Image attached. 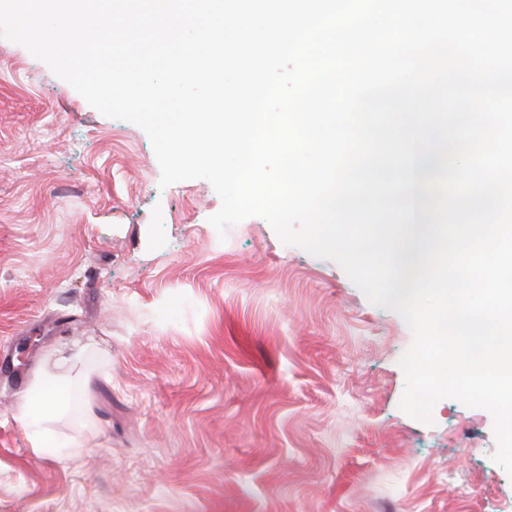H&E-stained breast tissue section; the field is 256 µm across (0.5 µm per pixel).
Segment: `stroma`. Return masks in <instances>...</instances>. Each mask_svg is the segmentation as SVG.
Segmentation results:
<instances>
[{
	"instance_id": "1",
	"label": "stroma",
	"mask_w": 512,
	"mask_h": 512,
	"mask_svg": "<svg viewBox=\"0 0 512 512\" xmlns=\"http://www.w3.org/2000/svg\"><path fill=\"white\" fill-rule=\"evenodd\" d=\"M160 176L141 127L0 38V512H512L489 411L400 409L398 313ZM62 357L69 458L21 419Z\"/></svg>"
}]
</instances>
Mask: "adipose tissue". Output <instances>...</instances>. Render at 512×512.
<instances>
[{"label": "adipose tissue", "instance_id": "obj_1", "mask_svg": "<svg viewBox=\"0 0 512 512\" xmlns=\"http://www.w3.org/2000/svg\"><path fill=\"white\" fill-rule=\"evenodd\" d=\"M69 382L65 374L39 378L24 396L22 417L31 430L33 448L46 447L53 441L49 425L65 407Z\"/></svg>", "mask_w": 512, "mask_h": 512}]
</instances>
